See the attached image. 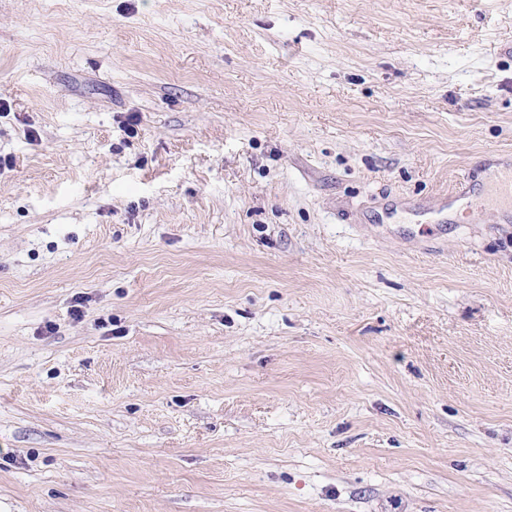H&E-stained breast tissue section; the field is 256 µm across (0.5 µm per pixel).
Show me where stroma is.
Wrapping results in <instances>:
<instances>
[{
	"label": "stroma",
	"instance_id": "stroma-1",
	"mask_svg": "<svg viewBox=\"0 0 512 512\" xmlns=\"http://www.w3.org/2000/svg\"><path fill=\"white\" fill-rule=\"evenodd\" d=\"M512 0H0V512H512ZM460 184L461 191L455 200L425 204L419 207V212L443 215L459 198H467L471 207L479 209L486 208L491 202L494 203L499 209L500 221L504 224L512 222V164H508L506 170L498 177L491 194L477 188L468 178H464Z\"/></svg>",
	"mask_w": 512,
	"mask_h": 512
}]
</instances>
